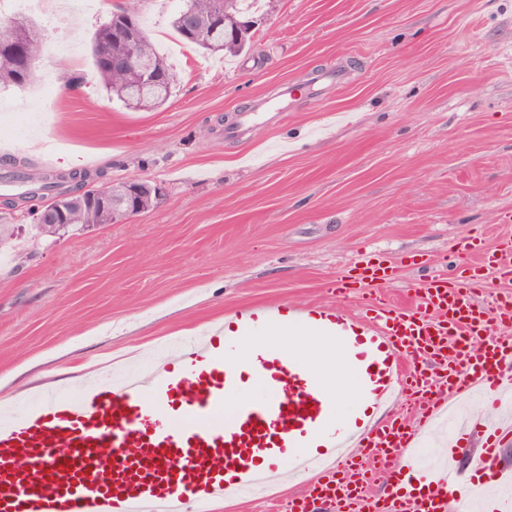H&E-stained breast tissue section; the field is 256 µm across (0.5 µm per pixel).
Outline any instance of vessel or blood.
<instances>
[{
	"instance_id": "obj_1",
	"label": "vessel or blood",
	"mask_w": 512,
	"mask_h": 512,
	"mask_svg": "<svg viewBox=\"0 0 512 512\" xmlns=\"http://www.w3.org/2000/svg\"><path fill=\"white\" fill-rule=\"evenodd\" d=\"M296 97L282 86L276 102L240 114L224 135L240 138L258 116L275 122ZM456 283L434 276L392 306L380 289L386 267L363 262L352 287L372 293L375 324L336 312L319 320L347 353L351 380L374 411L398 394L406 413L361 420L343 417L317 371L289 354L241 352L223 327L185 341L176 360L121 380L95 378L76 394L53 391L0 423V512H192L231 494L259 492L283 472L310 474L293 512H458L482 488L497 489L491 512H512V295L482 299L484 270L512 280V246L461 241ZM301 321L280 306L231 316L242 326L277 317ZM224 357L214 356L215 339ZM479 391L486 410L448 437L450 466L425 469L426 493L400 491L402 465L443 411ZM224 421H217V414ZM480 433L479 451L464 446ZM385 484L369 495L371 480Z\"/></svg>"
}]
</instances>
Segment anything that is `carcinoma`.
<instances>
[{
    "label": "carcinoma",
    "instance_id": "carcinoma-1",
    "mask_svg": "<svg viewBox=\"0 0 512 512\" xmlns=\"http://www.w3.org/2000/svg\"><path fill=\"white\" fill-rule=\"evenodd\" d=\"M179 2L180 5L172 16L171 26L185 43L211 56L237 55L249 46L251 35H242L237 28L240 21L238 0H227L230 10L224 13V32L220 37L212 35L211 31L214 0H179ZM189 12L195 16V25L192 28L187 27L185 19V14ZM129 22L133 23L141 33L137 53L150 59L163 78L161 89L145 96L132 94L130 71L125 67L126 59L131 52L127 39ZM20 37L32 64H37L42 60L43 30L38 25L29 23L20 31ZM92 55L99 83L127 107H159L165 104L174 92L176 76L166 59L157 52L154 43L142 27L137 11V0H129L126 7L112 13L109 20L96 30ZM34 71L35 68L32 67L26 73H21L19 59L10 53L0 51V87L16 85L21 75L24 76V84L28 85L34 80ZM15 175L19 179L31 182V188L21 193L23 198L48 194L56 197L79 194L92 180V175L87 171H74L67 174L46 171L38 173L36 177L17 171ZM88 221L96 224H110L112 210H97L92 214L79 209L69 210L70 223L84 224Z\"/></svg>",
    "mask_w": 512,
    "mask_h": 512
}]
</instances>
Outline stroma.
<instances>
[{
    "instance_id": "35a3bbf8",
    "label": "stroma",
    "mask_w": 512,
    "mask_h": 512,
    "mask_svg": "<svg viewBox=\"0 0 512 512\" xmlns=\"http://www.w3.org/2000/svg\"><path fill=\"white\" fill-rule=\"evenodd\" d=\"M126 3L75 18L78 53L0 88V165L71 158L163 189L127 223L54 236L36 227L44 199L0 193L16 227L0 249V410L73 384L76 366L148 370L236 310L361 314L336 281L368 258L392 268L384 291L401 304L454 276L465 237L512 241V0H261L239 56L160 47L178 83L154 110L95 77L93 33ZM333 69L344 83L321 88ZM286 83L299 94L278 122L225 138ZM302 488L287 479L222 512H290Z\"/></svg>"
}]
</instances>
